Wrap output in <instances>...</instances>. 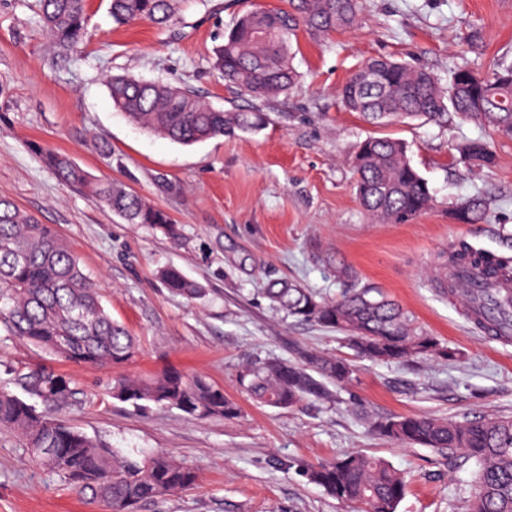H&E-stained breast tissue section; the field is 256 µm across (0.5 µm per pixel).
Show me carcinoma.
Instances as JSON below:
<instances>
[{
  "label": "carcinoma",
  "instance_id": "1",
  "mask_svg": "<svg viewBox=\"0 0 512 512\" xmlns=\"http://www.w3.org/2000/svg\"><path fill=\"white\" fill-rule=\"evenodd\" d=\"M290 9L276 12L254 8L224 31L214 49V67L224 81L255 97L287 93L300 75L293 65V39L306 29L319 37L353 27L361 0H288ZM118 25L138 21L167 25L172 0H109ZM39 17L58 51L78 49L87 15V0H39ZM512 71L501 65L488 76L457 67L442 85L430 72L386 59L377 82L349 97L356 82L352 73L337 90L344 106L372 124L429 121L446 123L456 117L474 119L489 135L512 138V81L498 76ZM484 106H472L473 95L485 88ZM113 105L142 128L175 143L193 145L221 137L229 128L256 131L264 114L226 112L201 101L192 91L171 83L148 82L128 76L107 81ZM398 138L369 137L352 164L356 195L366 214L385 224L409 221L432 205L426 179L407 156ZM460 159L491 165L495 158L487 140H469L457 148ZM44 164L69 186L80 189L129 224H149L176 239L179 227L169 216L125 186L94 177L68 155L43 151ZM471 224L482 218L479 198L462 202ZM448 266H479L495 281L512 278V257L491 256L458 244L448 254ZM166 286L189 299L202 289L175 268L163 272ZM273 305L291 317L345 334L361 357L396 362L431 353L452 356L431 336L413 330L400 306L368 289L350 288L338 300H324L297 284L274 282L267 288ZM448 295L465 304L477 324L484 311L497 305L487 294H472L448 281ZM0 328L73 363L121 366L132 361L138 346L133 336L102 304L101 288L86 274L79 259L49 224H42L14 201L0 195ZM352 373L342 358L306 354L299 362L268 359L246 368L243 388L259 404L288 409L306 400L330 397L328 385L345 383ZM26 392L18 396L13 388ZM112 397L139 409L176 408L204 420H233L239 406L224 390L202 376L170 369L149 378L113 379ZM83 391L70 379L42 366L12 368L0 379V429L17 433L23 446L44 468L61 477L83 499L104 504L108 512H138L141 504L172 495L196 484L197 471L169 454L157 451L141 458L125 455L94 440L54 412L82 403ZM374 432L406 445L454 454L475 466L474 492L468 512H512V418L489 417L476 422L432 416H398L372 422ZM312 483L358 512H397L405 496V478L381 459L345 453L308 473Z\"/></svg>",
  "mask_w": 512,
  "mask_h": 512
}]
</instances>
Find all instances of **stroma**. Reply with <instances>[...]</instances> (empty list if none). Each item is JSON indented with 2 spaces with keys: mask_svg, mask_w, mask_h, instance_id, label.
Here are the masks:
<instances>
[{
  "mask_svg": "<svg viewBox=\"0 0 512 512\" xmlns=\"http://www.w3.org/2000/svg\"><path fill=\"white\" fill-rule=\"evenodd\" d=\"M286 0H173L165 28L119 25L109 0H88L78 53L60 59L38 21L36 0H0V195L55 227L100 285L114 320L140 344L126 365L94 368L62 361L0 334V378L21 365H46L74 380L82 405L66 419L130 455L154 450L195 467L192 488L142 504L139 512H347L310 482L309 469L344 452L385 460L405 474L397 512H467L472 465L432 449L376 435L382 416L432 415L461 421L512 417V337L489 335L439 288L437 268L454 244L508 253L512 235V138L491 142V167L462 163L455 149L484 137L475 122L417 121L375 127L347 111L336 89L368 59L393 57L440 79L464 65L489 73L512 63V0H364L358 24L319 39L300 33L298 84L274 98H251L212 64L225 28L254 6ZM113 76L173 82L225 110L265 113V126L184 146L133 124L110 98ZM404 140L427 180L430 210L401 224L371 222L356 197L350 162L369 137ZM59 150L92 175L125 185L160 208L181 236L129 224L63 184L29 142ZM486 203L482 222L460 224L462 200ZM355 285L399 303L416 331L455 359L402 362L359 357L342 334L288 316L269 300L275 281L320 297ZM176 267L202 295L169 292L160 280ZM349 360L353 373L336 395L290 409L257 403L239 378L268 358L301 353ZM177 368L221 386L241 409L234 420L190 421L174 408L135 409L108 396L112 379ZM0 512H107L81 499L37 465L12 433L0 434Z\"/></svg>",
  "mask_w": 512,
  "mask_h": 512,
  "instance_id": "35a3bbf8",
  "label": "stroma"
}]
</instances>
